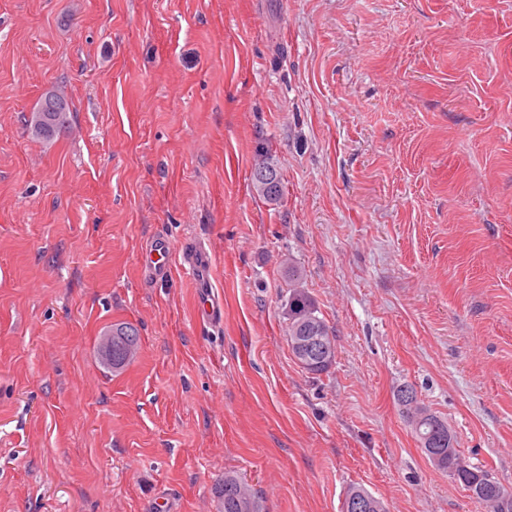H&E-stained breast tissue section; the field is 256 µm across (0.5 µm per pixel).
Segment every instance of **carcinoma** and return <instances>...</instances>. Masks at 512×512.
<instances>
[{
  "mask_svg": "<svg viewBox=\"0 0 512 512\" xmlns=\"http://www.w3.org/2000/svg\"><path fill=\"white\" fill-rule=\"evenodd\" d=\"M59 104L55 112L44 111V100H39L25 120V130L34 140L52 142L58 139L69 128L72 120L73 107L67 96L58 91L50 94ZM272 169L277 177V189L270 191L257 179H252L253 188L269 203H277L284 194V185L280 171L277 170L268 153L260 150L255 157L253 170ZM288 301L285 317L288 335L300 336H334L333 330L327 325L315 299L304 286L303 270L290 262L287 266ZM112 336L119 339V345L112 350V371L116 372L125 367L131 360L127 348L139 346L138 330L127 323L113 325ZM408 423L412 427L421 450L430 463L438 470L448 474L454 480L462 483L467 490H472V484L481 482L488 471L467 463L448 423L427 408L421 406L406 411ZM439 425L447 435L442 444L429 447L433 439V427ZM219 512H261L259 501L248 485L236 474H224V481L217 489ZM475 498L485 503L490 512H512V488L495 482V486L483 495Z\"/></svg>",
  "mask_w": 512,
  "mask_h": 512,
  "instance_id": "carcinoma-1",
  "label": "carcinoma"
}]
</instances>
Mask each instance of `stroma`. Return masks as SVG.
<instances>
[{
	"mask_svg": "<svg viewBox=\"0 0 512 512\" xmlns=\"http://www.w3.org/2000/svg\"><path fill=\"white\" fill-rule=\"evenodd\" d=\"M63 88L74 121L31 139ZM268 148L285 195L252 187ZM158 238L209 253L198 321ZM336 335L288 345L286 261ZM139 331L103 366V330ZM512 488V0H0V512H490L396 390ZM48 94L38 101L25 120L27 134L32 139L42 142H52L63 135L71 124L74 112L72 103L63 92ZM47 97L58 102L59 109L56 112H44L43 103ZM171 246L165 239L153 244L147 259H150L151 271L157 275H164L171 267ZM112 334L108 336H102L101 354L112 362V365L107 361L103 360L104 363L112 368V371L116 372L125 367L133 357L136 349L140 343V336L138 330L131 324L123 323L118 325H112ZM112 336L118 338L119 343L115 349L112 348ZM128 346H135L136 349L131 356L127 355ZM216 493L219 512H261L255 494L236 474L225 473L224 481ZM353 494L361 495L355 496ZM347 495L350 497L345 503V512H372L374 505L369 498H371L376 503L378 511L375 512H385V508L382 502L363 487L352 486L348 489Z\"/></svg>",
	"mask_w": 512,
	"mask_h": 512,
	"instance_id": "1",
	"label": "stroma"
}]
</instances>
